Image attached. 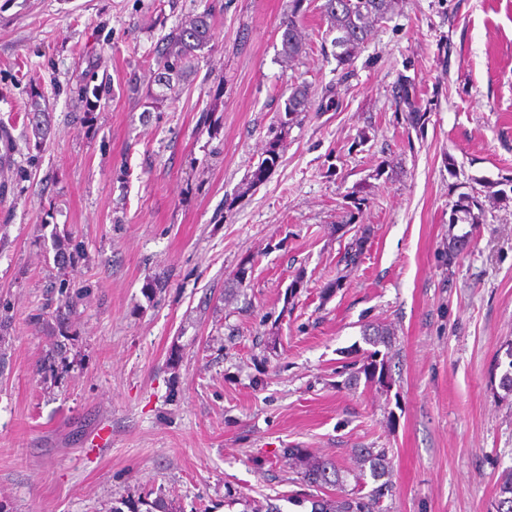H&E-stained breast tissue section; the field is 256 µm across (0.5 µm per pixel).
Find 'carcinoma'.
Wrapping results in <instances>:
<instances>
[{
	"label": "carcinoma",
	"mask_w": 512,
	"mask_h": 512,
	"mask_svg": "<svg viewBox=\"0 0 512 512\" xmlns=\"http://www.w3.org/2000/svg\"><path fill=\"white\" fill-rule=\"evenodd\" d=\"M392 5V0H324L323 11L330 25L329 32L336 33L334 46L339 49L336 58L347 62L354 57L358 49L368 41L374 30V25L383 20ZM211 39L210 24L207 18L200 16L172 35L167 43L165 52L160 58L159 69L170 72L164 78V84H170L171 79L186 77L192 68L194 52L203 49ZM282 51L285 57L293 59L303 50L299 38L295 16L288 17L283 24L281 35ZM310 92L305 86L294 88L285 103L284 116L280 117L283 124L293 122L300 113L308 111ZM280 159L279 143L271 141L265 150V158L257 169L250 175V182L256 184L263 181L268 172L274 168ZM369 235L363 231L354 236L345 252L346 265H354L363 252ZM363 335L367 341L374 344H387L393 332L383 326L369 325ZM289 458L299 464L300 480L308 487L328 488L339 484L336 466L326 460L304 453L299 448L289 451ZM362 461L370 464L371 476L374 480L383 478L389 472V462L383 454L370 451L362 456ZM388 490V482H383L372 488L366 494H356L340 500L317 499L313 501L312 512H377L380 499ZM129 512H139V506L147 505L146 512H169L162 500L148 501L146 497L127 502ZM496 512H512V478L500 487V497L497 500Z\"/></svg>",
	"instance_id": "obj_1"
}]
</instances>
